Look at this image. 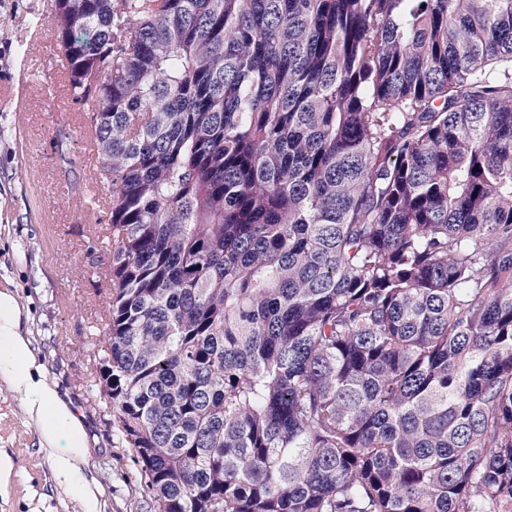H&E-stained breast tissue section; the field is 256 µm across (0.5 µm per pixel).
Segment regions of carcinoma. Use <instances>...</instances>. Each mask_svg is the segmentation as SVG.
<instances>
[{
  "instance_id": "cac0c4a2",
  "label": "carcinoma",
  "mask_w": 512,
  "mask_h": 512,
  "mask_svg": "<svg viewBox=\"0 0 512 512\" xmlns=\"http://www.w3.org/2000/svg\"><path fill=\"white\" fill-rule=\"evenodd\" d=\"M112 197L101 359L160 512H512V0H58Z\"/></svg>"
}]
</instances>
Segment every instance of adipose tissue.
<instances>
[{"mask_svg":"<svg viewBox=\"0 0 512 512\" xmlns=\"http://www.w3.org/2000/svg\"><path fill=\"white\" fill-rule=\"evenodd\" d=\"M22 311L15 295L0 290V380L18 393L31 423L41 432L42 448L51 455L56 481L77 490L85 504H93L96 490L83 475L90 448L84 417L48 382L22 334ZM64 452H57V445Z\"/></svg>","mask_w":512,"mask_h":512,"instance_id":"1","label":"adipose tissue"}]
</instances>
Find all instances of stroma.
Returning <instances> with one entry per match:
<instances>
[{
	"mask_svg": "<svg viewBox=\"0 0 512 512\" xmlns=\"http://www.w3.org/2000/svg\"><path fill=\"white\" fill-rule=\"evenodd\" d=\"M56 0H0V288L16 290L22 328L50 381L67 393L94 445L84 467L94 512H157L117 413L98 384L106 344L110 199L86 194L96 168L83 111L63 103ZM0 451L16 471L0 512H87L57 485L21 397L0 383Z\"/></svg>",
	"mask_w": 512,
	"mask_h": 512,
	"instance_id": "1",
	"label": "stroma"
}]
</instances>
